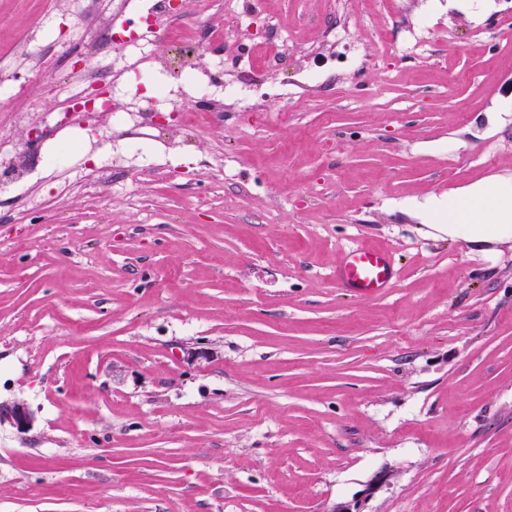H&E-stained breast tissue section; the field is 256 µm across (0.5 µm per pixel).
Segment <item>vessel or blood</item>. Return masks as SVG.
I'll return each mask as SVG.
<instances>
[{"label":"vessel or blood","mask_w":512,"mask_h":512,"mask_svg":"<svg viewBox=\"0 0 512 512\" xmlns=\"http://www.w3.org/2000/svg\"><path fill=\"white\" fill-rule=\"evenodd\" d=\"M398 269L390 252L357 246L343 252L336 267V283L355 294L380 295L392 288Z\"/></svg>","instance_id":"obj_1"}]
</instances>
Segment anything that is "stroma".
I'll return each mask as SVG.
<instances>
[{
  "label": "stroma",
  "instance_id": "35a3bbf8",
  "mask_svg": "<svg viewBox=\"0 0 512 512\" xmlns=\"http://www.w3.org/2000/svg\"><path fill=\"white\" fill-rule=\"evenodd\" d=\"M396 3L410 26L268 0L202 95L240 92L269 23L307 46L350 20L352 78L323 63L309 91L289 58L291 99L187 129L149 118L194 113L178 74L158 98L121 50L86 56L116 0H0V512H512V247L422 214L512 174V19ZM111 64L121 112L67 114ZM359 244L395 259L383 295L336 285Z\"/></svg>",
  "mask_w": 512,
  "mask_h": 512
}]
</instances>
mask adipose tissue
Listing matches in <instances>:
<instances>
[{
    "instance_id": "obj_1",
    "label": "adipose tissue",
    "mask_w": 512,
    "mask_h": 512,
    "mask_svg": "<svg viewBox=\"0 0 512 512\" xmlns=\"http://www.w3.org/2000/svg\"><path fill=\"white\" fill-rule=\"evenodd\" d=\"M426 214L468 244L507 242L512 239V177L494 175L431 196Z\"/></svg>"
}]
</instances>
